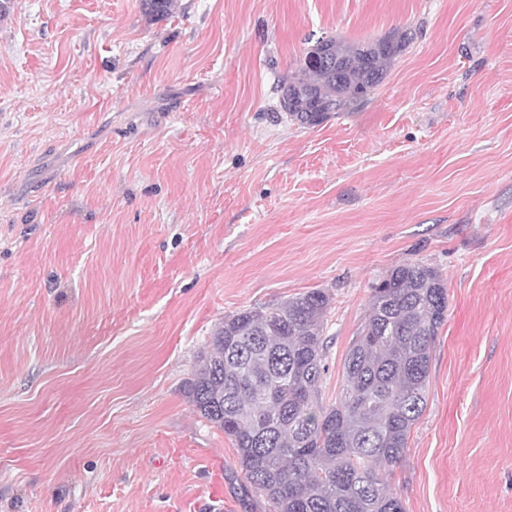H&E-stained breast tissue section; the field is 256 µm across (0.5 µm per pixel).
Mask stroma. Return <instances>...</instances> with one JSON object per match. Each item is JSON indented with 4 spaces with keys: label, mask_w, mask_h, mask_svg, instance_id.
<instances>
[{
    "label": "stroma",
    "mask_w": 512,
    "mask_h": 512,
    "mask_svg": "<svg viewBox=\"0 0 512 512\" xmlns=\"http://www.w3.org/2000/svg\"><path fill=\"white\" fill-rule=\"evenodd\" d=\"M410 32L314 128L322 36ZM442 272L405 512H512V0H0V512H268L185 386L224 316L332 297L324 403L371 288Z\"/></svg>",
    "instance_id": "obj_1"
}]
</instances>
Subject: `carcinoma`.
<instances>
[{"label":"carcinoma","mask_w":512,"mask_h":512,"mask_svg":"<svg viewBox=\"0 0 512 512\" xmlns=\"http://www.w3.org/2000/svg\"><path fill=\"white\" fill-rule=\"evenodd\" d=\"M175 0H141L153 19ZM411 36L371 42L324 38L279 86L295 95L290 120L314 128L355 111L382 82ZM332 297L312 288L265 309L227 315L215 327L185 393L237 450L246 489L269 512H405L387 469L405 456L427 405L432 351L448 313V287L418 262L372 286L365 320L344 360L338 401L323 404L321 380Z\"/></svg>","instance_id":"obj_1"}]
</instances>
